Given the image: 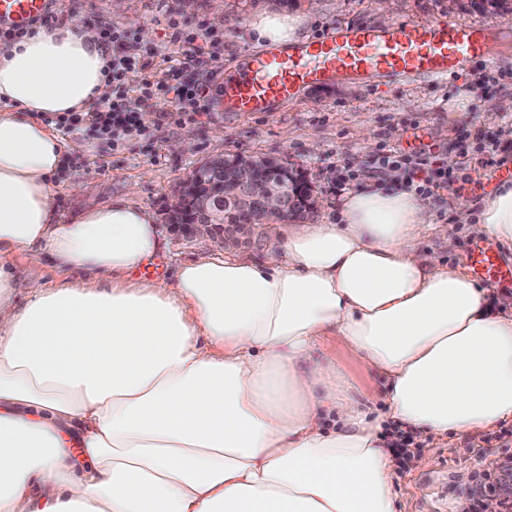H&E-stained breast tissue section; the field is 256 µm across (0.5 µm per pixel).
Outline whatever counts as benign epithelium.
Listing matches in <instances>:
<instances>
[{"label": "benign epithelium", "mask_w": 512, "mask_h": 512, "mask_svg": "<svg viewBox=\"0 0 512 512\" xmlns=\"http://www.w3.org/2000/svg\"><path fill=\"white\" fill-rule=\"evenodd\" d=\"M280 180L274 182L256 174L248 162H233L224 170V158L202 162L214 181L227 183L221 197L202 191L196 174L189 175L174 189L168 214L171 228L190 238L204 239L223 246H267V229L276 222L303 224L313 213L319 193L306 173L288 158H281ZM236 205L242 217L236 224H216L217 211L224 209L225 199Z\"/></svg>", "instance_id": "obj_1"}]
</instances>
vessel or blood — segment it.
I'll list each match as a JSON object with an SVG mask.
<instances>
[{
	"instance_id": "b4317fda",
	"label": "vessel or blood",
	"mask_w": 512,
	"mask_h": 512,
	"mask_svg": "<svg viewBox=\"0 0 512 512\" xmlns=\"http://www.w3.org/2000/svg\"><path fill=\"white\" fill-rule=\"evenodd\" d=\"M47 6L48 0H0V22L24 26L45 15ZM488 56L484 37L471 26L447 22H396L381 29L347 25L315 42L253 54L247 69L225 80L223 96L235 111L266 112L336 74L355 73L372 81L394 75L440 81L463 64ZM469 264L487 282L502 272L489 242L473 247Z\"/></svg>"
}]
</instances>
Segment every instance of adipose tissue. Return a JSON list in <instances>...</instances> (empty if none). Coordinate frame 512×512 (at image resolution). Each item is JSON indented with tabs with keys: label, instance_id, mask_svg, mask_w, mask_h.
<instances>
[{
	"label": "adipose tissue",
	"instance_id": "ef3b65f1",
	"mask_svg": "<svg viewBox=\"0 0 512 512\" xmlns=\"http://www.w3.org/2000/svg\"><path fill=\"white\" fill-rule=\"evenodd\" d=\"M306 16H260V45ZM99 32L39 25L0 43V512H396L385 426L475 435L512 421V314L462 267L423 257L427 205L359 173L337 224H275L264 261L213 255L133 280L163 242L124 199L60 218L52 176L81 151L39 118L108 81ZM476 231L512 242V180ZM50 258L55 287L6 263ZM30 298L19 308V288ZM338 337L389 384L372 416L321 356Z\"/></svg>",
	"mask_w": 512,
	"mask_h": 512
}]
</instances>
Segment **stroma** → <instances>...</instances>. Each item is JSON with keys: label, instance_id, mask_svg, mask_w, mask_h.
Instances as JSON below:
<instances>
[{"label": "stroma", "instance_id": "stroma-1", "mask_svg": "<svg viewBox=\"0 0 512 512\" xmlns=\"http://www.w3.org/2000/svg\"><path fill=\"white\" fill-rule=\"evenodd\" d=\"M112 2L61 0L56 20L133 31L145 52L143 74L158 81L183 51L172 42L168 26L170 19H178L193 33L199 58L184 79L206 86L208 94L205 111L194 120L150 125L146 137L118 146L84 125L68 134L84 149L67 155L54 177V208L63 218L116 198L148 208L161 228L163 248L153 268L138 269L136 278L171 282L180 265L197 258L195 240L168 226L169 199L198 163L224 153L288 156L321 194L311 222L328 224L335 221L343 195L358 189L357 171L376 168L382 151L401 155L399 170L407 179L410 156L426 149L434 168H447L448 181L427 201L432 229L420 239L418 252L466 266V252L479 240L473 222L481 212L484 188L478 177L512 169V112L498 113L491 122L481 119L488 101L512 99V42L494 60L470 62L444 81L335 77L267 112L234 111L224 103L222 88L255 53L248 29L264 12L309 13L304 29L309 39L339 25L381 27L399 20H445L495 30L505 16L475 7L471 0H390L386 17L378 11V0H124L117 18ZM182 138L193 142L192 151L171 152L169 141ZM450 156L456 162L449 167L445 160ZM462 211L469 223L459 222ZM506 430H512L511 422L473 436L427 439L414 432L419 448L429 449L431 463L425 468L408 459L392 463L398 512H458L459 503L470 499V487L486 474H498L500 464L512 459V447L504 448L501 439Z\"/></svg>", "mask_w": 512, "mask_h": 512}]
</instances>
